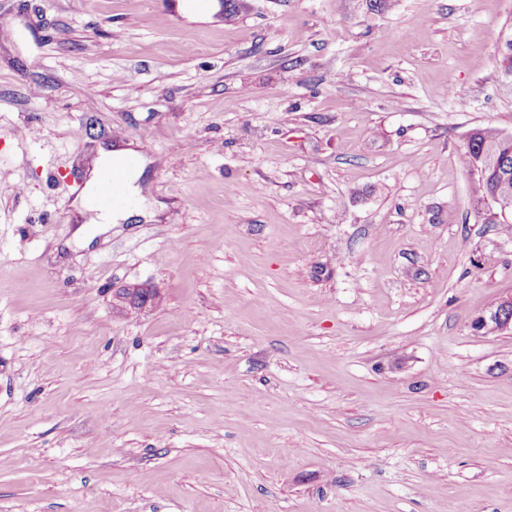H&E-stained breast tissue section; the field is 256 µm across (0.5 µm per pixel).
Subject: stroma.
<instances>
[{
	"label": "stroma",
	"instance_id": "stroma-1",
	"mask_svg": "<svg viewBox=\"0 0 512 512\" xmlns=\"http://www.w3.org/2000/svg\"><path fill=\"white\" fill-rule=\"evenodd\" d=\"M192 2L0 0V512H512V0ZM504 131L491 126L474 128L467 139L466 155L470 165L476 169L478 178L474 182V194L478 199L491 201L512 200V175L507 183L496 174V169L488 166L489 154L506 157L512 170V140H505ZM134 153L135 151L132 149L119 146L114 147V149L111 148L108 151H100L94 162L89 178L85 181L82 190L74 200V205L78 211L86 217L87 212L92 210V203L99 180V189L96 198L97 208L103 210L116 208L124 209L101 212L95 218L87 220L85 224H121V222L129 219L133 213L144 218L146 216L151 218L155 216L156 213L153 210L154 204L147 201V198L142 195L143 190L138 182L143 176L144 170L142 167L138 169L140 164L139 157L137 155H129ZM127 155L129 156L121 165ZM112 166L115 167L112 168ZM105 168L108 169L100 174ZM135 170L137 171L128 179L127 189L130 196L138 200L139 205L135 209H130L126 208L132 205V200L126 191V177L128 173ZM117 297L120 302L131 309H142L148 304H156L159 296L149 288H123ZM512 294L500 299L494 304L485 315L479 316L474 321L475 329L484 331L486 334L512 332Z\"/></svg>",
	"mask_w": 512,
	"mask_h": 512
}]
</instances>
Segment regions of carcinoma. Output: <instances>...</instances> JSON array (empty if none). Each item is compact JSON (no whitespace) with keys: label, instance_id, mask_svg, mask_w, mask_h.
<instances>
[{"label":"carcinoma","instance_id":"1","mask_svg":"<svg viewBox=\"0 0 512 512\" xmlns=\"http://www.w3.org/2000/svg\"><path fill=\"white\" fill-rule=\"evenodd\" d=\"M494 154L507 158L512 167V140L503 138V130L485 126L473 129L467 139L466 155L478 173L474 182L477 198L497 203L504 198L512 199V176L504 182L496 171L488 166L487 157Z\"/></svg>","mask_w":512,"mask_h":512}]
</instances>
